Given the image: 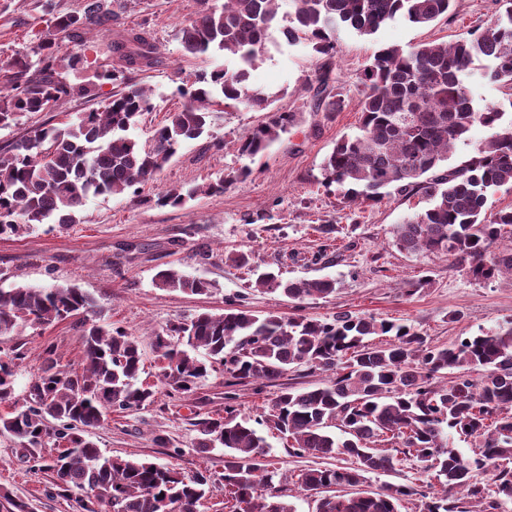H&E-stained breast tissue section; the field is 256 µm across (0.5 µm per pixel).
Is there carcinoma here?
Listing matches in <instances>:
<instances>
[{"label":"carcinoma","instance_id":"carcinoma-1","mask_svg":"<svg viewBox=\"0 0 512 512\" xmlns=\"http://www.w3.org/2000/svg\"><path fill=\"white\" fill-rule=\"evenodd\" d=\"M293 13L283 33L322 56L320 83L333 73L336 34L351 29L372 35L401 18L427 27L453 10L455 0H290ZM277 0H224V7H202L179 28L184 55L222 52L232 69L196 76L184 91L187 102L169 113L168 123L140 145L128 135L148 109L149 94L132 75L162 63L159 47L145 30L129 29L110 43L122 69H103L96 77L120 82L100 110L84 112L60 126L38 125L0 152V237L17 236L31 224H77L81 207L92 196L120 195L156 180L186 142L211 124V107L244 105L269 110L265 123L240 141L238 152L254 158L288 131L293 114L270 109L273 95L250 83L277 21ZM112 0H84L76 14L54 17L33 35L31 52L10 60L0 76V129L24 114L48 112L79 88L62 76L87 62L85 35L118 22ZM78 47L64 54L63 42ZM484 61L480 68L474 61ZM512 89V6L482 32H468L451 44L420 43L379 49L362 71L368 88L361 101L358 133L336 142L321 165L322 184L336 186L349 203L379 201L394 186L401 193L426 195L432 206L395 225L394 243L404 251L451 254L468 262L476 280L512 274V246L492 251L512 210L488 213V199L512 184V119L495 103L475 100L470 78ZM493 130L476 145L463 165L441 169L456 145L469 140L473 127ZM224 191V177L186 191L158 194L162 205L178 206L197 194ZM168 291L204 294L208 283L175 267L156 275ZM255 287L278 291L291 300L335 293L329 279L283 280L273 272L255 279ZM95 297L74 286L0 288V339L26 324L48 328L81 313L74 322L83 332L84 361L61 370L54 344L44 348L46 366L32 379L29 394L15 396V368L24 359L18 347L0 349V403L12 411L0 415V434L21 444L22 456L50 472L54 484L84 496L73 512H97L104 504L115 512H198L214 488L211 477L186 475L164 464L104 454L88 428L100 426L112 410L134 411L153 402L155 391L138 384L139 340L94 318ZM389 335L372 346L365 338ZM155 347L166 360L162 383L171 391H193L212 364L224 366L228 388L263 385L295 366L327 374L326 383L287 388L271 402L266 423L290 441L288 452L313 458L346 455L352 467L310 466L298 486L319 491L317 512H399L417 490L411 485L363 489L367 475L395 468L398 458L375 446L386 436L397 452L425 464L444 492L422 498V512H505L512 503V330L487 331L451 346L432 348L413 328L372 317L340 312L329 321L288 320L255 314L233 302L224 314L202 312L155 334ZM448 371L443 385L436 375ZM225 416L199 423L198 447L224 448V489L232 512H295L269 469L266 438L238 418L233 392H225ZM339 428L344 437L332 432ZM458 434L478 441V452L465 456L453 448ZM70 451L41 456L48 436ZM493 466L495 490L487 492L474 473Z\"/></svg>","mask_w":512,"mask_h":512}]
</instances>
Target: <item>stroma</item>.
Returning <instances> with one entry per match:
<instances>
[{
    "mask_svg": "<svg viewBox=\"0 0 512 512\" xmlns=\"http://www.w3.org/2000/svg\"><path fill=\"white\" fill-rule=\"evenodd\" d=\"M84 0H0V66L19 53L30 52L31 30L45 27V5L63 13L81 11ZM119 26L92 39L88 58L106 69L119 68L109 44L125 28L149 30L163 56L159 67L139 73L136 80L151 92L150 109L142 113L131 134L151 141L168 114L185 102L182 93L195 75L223 66L220 53L184 56L175 37L201 5L221 8L224 0H118ZM502 0H456L455 10L426 28L396 20L375 34L363 36L344 29L336 37L335 69L327 86L318 82L319 60L309 47L289 44L282 34L290 20V0H279L277 26L251 73V82L275 96L274 108L294 113L288 133L282 134L255 162L238 154V145L266 114L249 108H230L214 114L207 134L182 145L155 182L137 193L103 194L82 207L79 223L35 224L24 233L0 238V288L17 284L41 287L72 285L93 295L100 316L113 327L137 336L142 347L140 379L154 386L153 403L138 411L116 410L93 429L91 438L112 455L135 456L167 464L180 472L199 471L220 479L224 451L198 448L197 422L224 413V368L214 365L208 377L189 394L170 392L161 382L156 332L171 323L211 311L223 312L228 300L248 309L285 318H332L348 311L376 320L403 323L419 331L429 346L443 347L486 331L512 328V276L490 281L470 276L454 256L408 253L393 243L392 229L406 214L427 208L419 194L392 193L378 203H344L338 191L322 183L321 164L344 134L360 124L365 92L360 74L383 47L421 42H452L467 31L484 28L502 11ZM66 79L83 86V93L60 101L54 111L28 114L17 124L0 129V147L41 124H59L77 113L99 108L115 84L96 79L94 69L69 71ZM342 99L340 111L317 105V91ZM251 173L234 180L242 166ZM227 176L223 192L197 196L184 205H160L158 193L190 188ZM244 251L250 263L226 262L228 253ZM175 267L211 283L210 293L194 295L165 291L155 284L160 270ZM271 269L282 279H334L336 292L322 298L291 301L280 293L254 287L255 268ZM425 279L424 288L409 291L408 282ZM56 346L59 368L80 367L82 336L70 322L42 329L26 327L0 341V347L21 346L25 358L16 369L15 390L24 394L40 372L43 347ZM327 379L306 366L261 387L240 385L236 405L243 418L266 415L272 399L288 387L309 388ZM269 458L287 473L286 488L297 512H317L318 494L297 490L293 480L311 465L308 457L288 452L289 441L278 431L261 426ZM16 444L0 435V488L23 502L27 512H71L49 473L15 451ZM178 456H170V449ZM423 464L404 459L394 470L369 475L370 489L409 484L415 496L400 512H421L420 491L432 482Z\"/></svg>",
    "mask_w": 512,
    "mask_h": 512,
    "instance_id": "stroma-1",
    "label": "stroma"
}]
</instances>
